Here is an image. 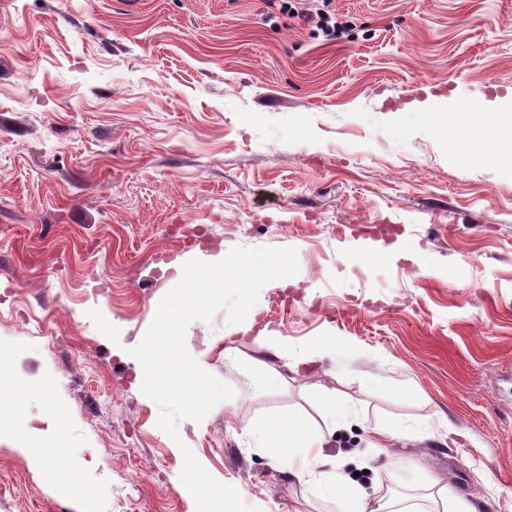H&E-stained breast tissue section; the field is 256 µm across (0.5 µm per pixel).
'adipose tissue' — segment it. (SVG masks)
<instances>
[{
    "mask_svg": "<svg viewBox=\"0 0 512 512\" xmlns=\"http://www.w3.org/2000/svg\"><path fill=\"white\" fill-rule=\"evenodd\" d=\"M313 404L327 425L326 431L315 430L297 415L261 419L246 430L247 436L261 443L272 462L286 466L290 475L307 483L316 481L317 469L330 462L323 452L326 433L337 432L357 418L355 408L330 391L314 394Z\"/></svg>",
    "mask_w": 512,
    "mask_h": 512,
    "instance_id": "1",
    "label": "adipose tissue"
}]
</instances>
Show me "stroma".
Wrapping results in <instances>:
<instances>
[{"instance_id":"stroma-1","label":"stroma","mask_w":512,"mask_h":512,"mask_svg":"<svg viewBox=\"0 0 512 512\" xmlns=\"http://www.w3.org/2000/svg\"><path fill=\"white\" fill-rule=\"evenodd\" d=\"M334 5L349 28L328 44L264 0H0V512H81L33 456L61 433L92 512H195L127 349L169 261L236 247L295 248L300 272L241 324L188 327L235 391L178 423L215 479L261 512H336L243 434L320 423L310 398L329 389L360 411L325 446L333 474L388 487L398 512H434L431 474L512 512V164L433 128L466 106L498 130L512 0ZM268 335L298 368L257 348ZM324 336L335 354L307 358ZM45 379L50 400L16 395ZM378 424L427 432L391 447L408 469L368 448Z\"/></svg>"}]
</instances>
